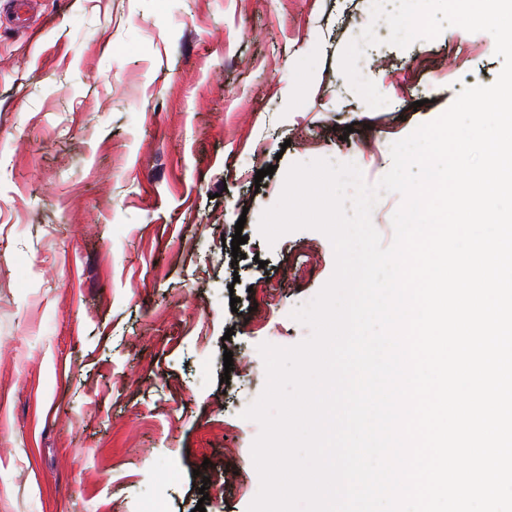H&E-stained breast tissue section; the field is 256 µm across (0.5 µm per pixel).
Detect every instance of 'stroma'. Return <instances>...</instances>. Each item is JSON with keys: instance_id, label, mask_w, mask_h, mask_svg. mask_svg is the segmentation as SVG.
Returning a JSON list of instances; mask_svg holds the SVG:
<instances>
[{"instance_id": "35a3bbf8", "label": "stroma", "mask_w": 512, "mask_h": 512, "mask_svg": "<svg viewBox=\"0 0 512 512\" xmlns=\"http://www.w3.org/2000/svg\"><path fill=\"white\" fill-rule=\"evenodd\" d=\"M370 18L371 0H34L0 26V512H247L258 347L309 336L291 313L335 268L319 231L267 243L262 213L295 163L377 184L394 142L503 67L489 33L402 49L383 26L369 108L340 55Z\"/></svg>"}]
</instances>
